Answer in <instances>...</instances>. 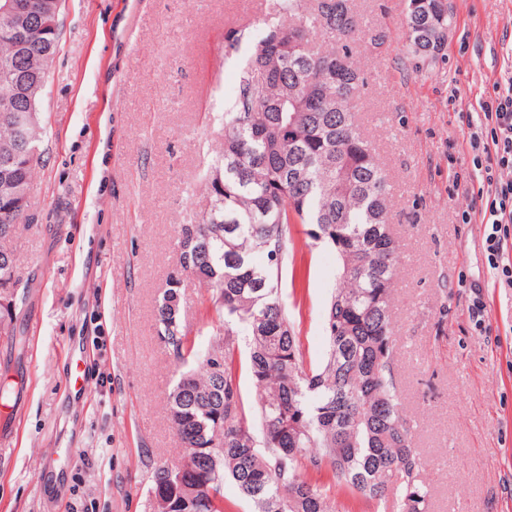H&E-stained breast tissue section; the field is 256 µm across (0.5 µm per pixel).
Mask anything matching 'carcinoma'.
<instances>
[{"label":"carcinoma","instance_id":"obj_1","mask_svg":"<svg viewBox=\"0 0 512 512\" xmlns=\"http://www.w3.org/2000/svg\"><path fill=\"white\" fill-rule=\"evenodd\" d=\"M40 24L28 28L23 59L14 23L0 14V71L23 64L26 81L0 82V165L22 141L27 151L0 178V279H14L8 248L18 224L31 218L16 205L42 165L47 135L40 103L60 34L62 0H20ZM408 52L417 69L441 55L448 0H406ZM372 48L383 31L364 30L350 0H275L256 33L230 31L228 52H250L224 113V147L206 166L210 208L178 225L182 271L205 288L224 318V339L199 352L180 306L181 278H169L157 307L158 335L182 371L171 391L173 427L185 454L160 465L151 492L166 487L156 512H229L224 482L237 486L253 512H335L333 494L397 512H429L424 463L413 426L399 402V347L390 311L399 274V246L389 224V178L358 130L354 101L364 86L354 58L356 34ZM310 226L316 245L336 252V285L326 302L327 348L307 366L295 326L280 297L290 225ZM12 306L0 305V403L13 397L12 359L28 338ZM252 344L239 353L234 323ZM256 390L245 405L239 372ZM330 474L325 486L306 472Z\"/></svg>","mask_w":512,"mask_h":512}]
</instances>
